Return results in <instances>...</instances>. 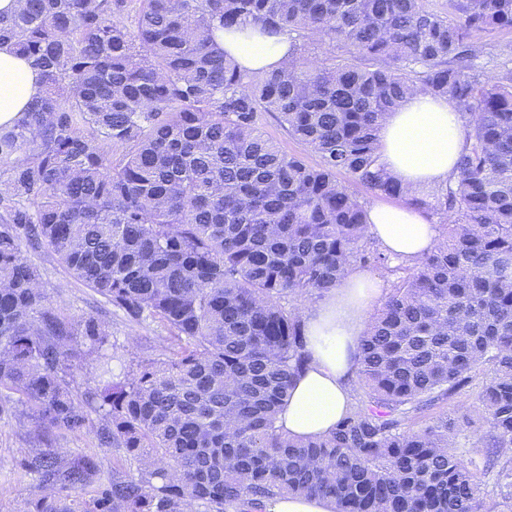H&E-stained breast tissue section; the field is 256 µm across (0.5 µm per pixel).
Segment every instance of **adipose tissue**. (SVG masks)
Segmentation results:
<instances>
[{"label":"adipose tissue","mask_w":512,"mask_h":512,"mask_svg":"<svg viewBox=\"0 0 512 512\" xmlns=\"http://www.w3.org/2000/svg\"><path fill=\"white\" fill-rule=\"evenodd\" d=\"M224 48L245 70L258 73L286 66L294 42L284 32L259 28L227 30ZM42 90L40 73L13 50L0 48V124L16 121ZM468 128L454 100L423 93L409 96L379 128L380 165L410 193L426 192L453 179ZM367 232L385 251L418 260L435 246L437 230L425 209L377 203L367 208ZM378 276L357 267L321 301L302 313L309 363L294 380L277 416L291 437L328 435L351 402L350 380L357 370L367 309L381 292Z\"/></svg>","instance_id":"obj_1"}]
</instances>
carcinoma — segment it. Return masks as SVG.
Listing matches in <instances>:
<instances>
[{"label":"carcinoma","instance_id":"obj_1","mask_svg":"<svg viewBox=\"0 0 512 512\" xmlns=\"http://www.w3.org/2000/svg\"><path fill=\"white\" fill-rule=\"evenodd\" d=\"M246 23L294 35L292 66L245 73L216 32ZM493 30L512 31V0H19L0 14V47L43 86L0 126V390L44 432L79 435L104 413L101 444L122 453L108 472L34 449L30 512H262L276 494L487 512L483 484L512 512V68L486 74ZM417 90L453 99L469 132L454 181L404 198L441 219L410 267L372 248L337 174L402 196L378 128ZM265 113L318 163L282 150ZM26 243L130 321L161 322L172 356L74 394L73 343L103 375L124 354L104 320L55 306ZM370 260L395 279L360 339L363 392L329 435L291 438L276 422L308 362L300 312ZM479 375L480 468L452 449L454 420L408 425ZM86 487L85 505L59 496Z\"/></svg>","mask_w":512,"mask_h":512}]
</instances>
